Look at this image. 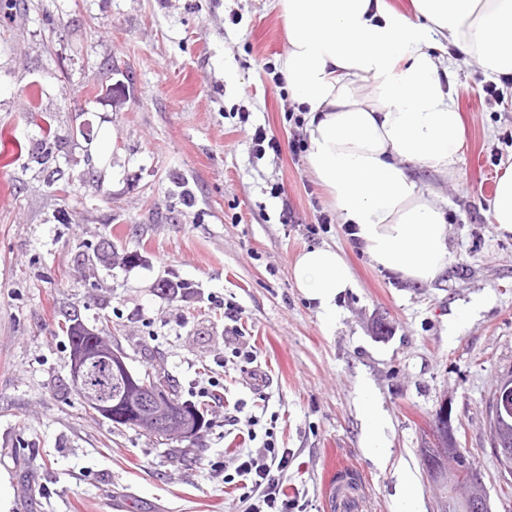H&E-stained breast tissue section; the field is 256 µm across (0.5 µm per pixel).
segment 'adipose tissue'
Here are the masks:
<instances>
[{"label": "adipose tissue", "mask_w": 512, "mask_h": 512, "mask_svg": "<svg viewBox=\"0 0 512 512\" xmlns=\"http://www.w3.org/2000/svg\"><path fill=\"white\" fill-rule=\"evenodd\" d=\"M278 0L288 30L281 73L304 112L306 165L372 262L422 284L448 264V226L435 192L408 168L449 175L463 148L448 51L488 75L512 74V0ZM324 322L353 286L337 251L315 247L292 266Z\"/></svg>", "instance_id": "1"}]
</instances>
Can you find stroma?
<instances>
[{
  "instance_id": "35a3bbf8",
  "label": "stroma",
  "mask_w": 512,
  "mask_h": 512,
  "mask_svg": "<svg viewBox=\"0 0 512 512\" xmlns=\"http://www.w3.org/2000/svg\"><path fill=\"white\" fill-rule=\"evenodd\" d=\"M287 49L272 0H0V512H243L224 481L250 445L235 402L293 452L283 481L305 512H398L407 491L438 512L420 450L443 405L492 512H512L486 412L512 369V236L488 186L512 160V80L451 58L465 146L453 176L414 172L442 193L450 256L415 285L371 263L309 172ZM317 246L355 282L331 324L292 278ZM72 312L182 400L220 392L195 442L86 413ZM245 341L263 385L233 354ZM367 387L388 423L380 457ZM363 403L365 406L364 433L366 448L381 451L384 448L386 418L380 411L377 398L372 390H364Z\"/></svg>"
}]
</instances>
